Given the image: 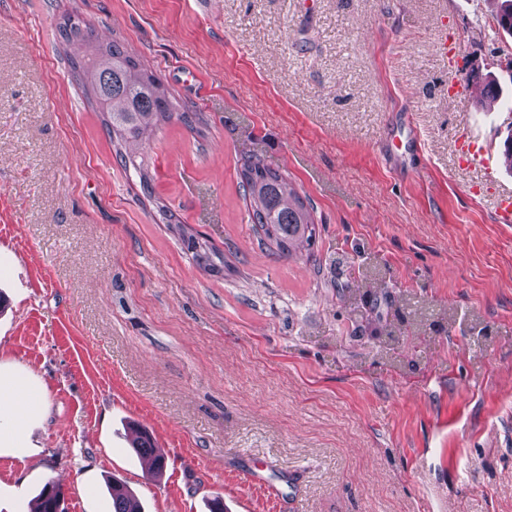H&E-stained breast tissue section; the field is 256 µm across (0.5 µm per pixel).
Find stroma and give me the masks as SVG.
Segmentation results:
<instances>
[{
  "label": "stroma",
  "instance_id": "obj_1",
  "mask_svg": "<svg viewBox=\"0 0 512 512\" xmlns=\"http://www.w3.org/2000/svg\"><path fill=\"white\" fill-rule=\"evenodd\" d=\"M500 3L0 0V374L40 402L22 447L0 446V512H29L49 478L67 512H112L114 476L143 512H208L218 494L228 512H512ZM70 13L208 121L205 136L176 122L152 140L151 193L65 63L91 50L61 44ZM489 77L492 111L476 95ZM405 114L421 161L394 167ZM466 134L480 166L457 161ZM252 155L309 198L312 252L260 245L238 178ZM156 195L223 267L198 265ZM368 265L380 286L355 310L340 286ZM409 297L435 327L407 333L393 364L379 333ZM139 429L162 476L131 447Z\"/></svg>",
  "mask_w": 512,
  "mask_h": 512
}]
</instances>
